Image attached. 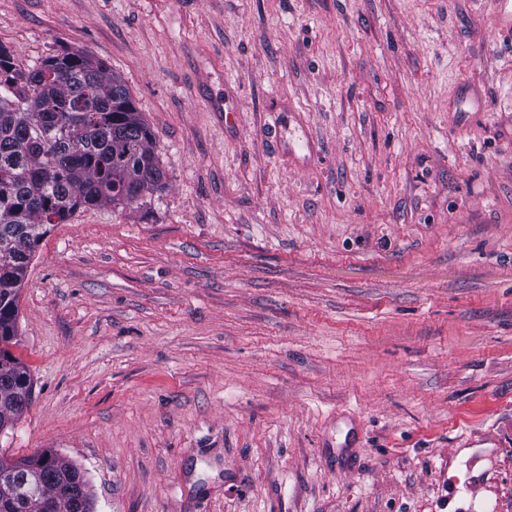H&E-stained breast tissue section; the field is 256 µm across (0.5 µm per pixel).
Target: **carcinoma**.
I'll list each match as a JSON object with an SVG mask.
<instances>
[{"instance_id":"cac0c4a2","label":"carcinoma","mask_w":512,"mask_h":512,"mask_svg":"<svg viewBox=\"0 0 512 512\" xmlns=\"http://www.w3.org/2000/svg\"><path fill=\"white\" fill-rule=\"evenodd\" d=\"M0 422L32 400L31 375L10 346L16 340L19 291L48 224L108 202L127 207L165 175L154 135L124 82L86 52H67L40 66L15 68L0 48ZM45 464L37 488L0 512H94L87 479L51 451L33 458L0 456V482L18 481L21 466Z\"/></svg>"}]
</instances>
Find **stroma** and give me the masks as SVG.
<instances>
[{
	"mask_svg": "<svg viewBox=\"0 0 512 512\" xmlns=\"http://www.w3.org/2000/svg\"><path fill=\"white\" fill-rule=\"evenodd\" d=\"M0 46L102 61L167 182L42 237L0 456L94 512H512V0H0ZM43 462V477L34 490L23 493L12 501L2 502L0 512H93L94 498L87 479L72 462L52 451H43L33 458L9 459L0 456V486L10 478L17 482L23 464ZM7 471V474H3ZM48 506L51 510H47Z\"/></svg>",
	"mask_w": 512,
	"mask_h": 512,
	"instance_id": "35a3bbf8",
	"label": "stroma"
}]
</instances>
